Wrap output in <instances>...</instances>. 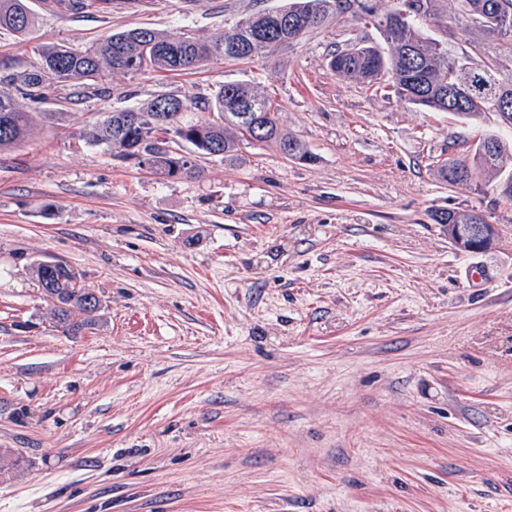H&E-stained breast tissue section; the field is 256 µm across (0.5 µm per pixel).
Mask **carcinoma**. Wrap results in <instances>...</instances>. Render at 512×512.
Instances as JSON below:
<instances>
[{
  "instance_id": "1",
  "label": "carcinoma",
  "mask_w": 512,
  "mask_h": 512,
  "mask_svg": "<svg viewBox=\"0 0 512 512\" xmlns=\"http://www.w3.org/2000/svg\"><path fill=\"white\" fill-rule=\"evenodd\" d=\"M423 11L409 23L389 28L379 24L388 46L387 52L370 45L357 44L330 55L328 67L337 76L374 83L384 77L395 95L406 103L428 110L451 112L457 106V77L453 61L441 44L423 36L420 25L444 23L437 0H420ZM112 4V0H54L60 13L82 15ZM287 15L299 14L308 25L299 29L305 34L331 16L349 12L365 18L374 17L365 0H291L278 8ZM36 17L29 0H0V30L20 39L31 35ZM482 31L490 38L512 34V20L503 27L492 16ZM282 34L267 10H259L235 22L220 39H207L195 34L172 37L149 28L115 32L88 46L72 47L62 43H42L37 47L39 63L29 67L0 65V85L15 92L0 91V150L22 141L33 115L24 111L18 98L39 101L51 88H64L75 81L99 82L115 71L175 72L195 69L214 60L247 62L266 49L278 46ZM471 97L463 100L465 109L456 112L463 118H474L490 111L485 103L482 79H465ZM255 106L267 129L257 144L277 151L287 159L311 164L316 156L295 136L284 131L277 105L247 82L227 81L218 86L212 98L198 105L172 94H160L136 108L104 113L85 127L83 138L92 146L119 150L129 157L140 151L150 154L151 168L164 179L198 177L197 160L219 151L228 158L238 154L240 145L250 132L249 107ZM208 112L211 119L189 120L191 110ZM512 144L494 135L478 139L466 147L465 158H446L437 162L439 180L454 185H467L476 193L493 191L498 197L512 201ZM478 216L471 208L437 210L432 220L437 224H469ZM39 281L52 284L50 294L57 327L76 336L93 325L87 298L92 290L79 285L74 276L60 270L54 272L38 266Z\"/></svg>"
}]
</instances>
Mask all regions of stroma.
<instances>
[{
  "instance_id": "obj_1",
  "label": "stroma",
  "mask_w": 512,
  "mask_h": 512,
  "mask_svg": "<svg viewBox=\"0 0 512 512\" xmlns=\"http://www.w3.org/2000/svg\"><path fill=\"white\" fill-rule=\"evenodd\" d=\"M29 2L32 42L0 32V63L137 27L215 39L288 0H113L89 17ZM423 32L512 82V38L463 19ZM359 40L383 42L346 14L246 63L24 101L35 122L0 151V448L22 460L0 512H512V202L431 168L512 128L332 74ZM233 80L279 103L316 162L248 145L163 180L81 139L102 113ZM455 207L498 225L491 250L452 245L431 215ZM39 260L96 291L95 329L57 328Z\"/></svg>"
}]
</instances>
